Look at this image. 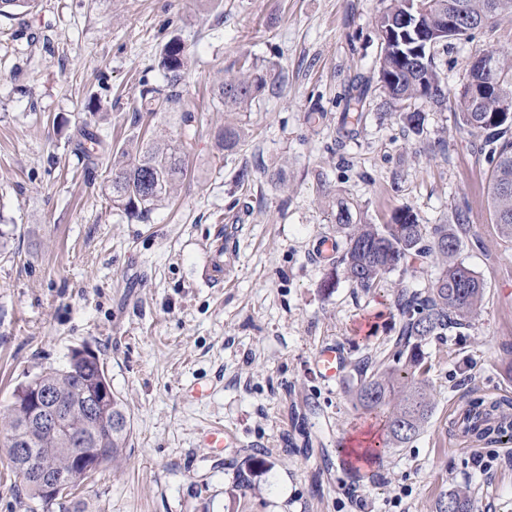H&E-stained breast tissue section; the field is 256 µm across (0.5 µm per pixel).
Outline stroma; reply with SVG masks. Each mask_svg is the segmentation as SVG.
<instances>
[{
    "mask_svg": "<svg viewBox=\"0 0 512 512\" xmlns=\"http://www.w3.org/2000/svg\"><path fill=\"white\" fill-rule=\"evenodd\" d=\"M386 0H35L0 16V406L73 349L98 355L130 435L80 495L81 512H437L468 489L480 512H512V446H483L475 467L452 425L471 398L512 397V248L486 195L478 136L449 107L420 101L423 134L396 118L378 79L377 19ZM512 32L439 50L450 92L472 51ZM193 55L176 112L140 111L164 86L155 57L170 36ZM254 65L277 84L225 111V76ZM360 118L343 120L355 99ZM243 129L219 151L224 125ZM110 152L85 157L80 130ZM182 143L188 173L147 219L113 209V149L133 137ZM249 180L239 183L241 169ZM408 206L421 223L470 210L461 259L485 283L469 326L428 339L433 412L403 448L370 469L339 448L372 418L353 404L365 357L390 354L398 290L427 288L434 258L363 291L326 287L336 213L384 224ZM340 346L327 383L313 360ZM207 389L189 398L194 387ZM220 426L232 447H208ZM0 449V512H36Z\"/></svg>",
    "mask_w": 512,
    "mask_h": 512,
    "instance_id": "obj_1",
    "label": "stroma"
}]
</instances>
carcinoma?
I'll return each instance as SVG.
<instances>
[{"label": "carcinoma", "mask_w": 512, "mask_h": 512, "mask_svg": "<svg viewBox=\"0 0 512 512\" xmlns=\"http://www.w3.org/2000/svg\"><path fill=\"white\" fill-rule=\"evenodd\" d=\"M462 11L473 21L469 41L483 30L494 31L501 16L512 14V0H388L377 20L382 29L390 21L405 14L420 21L422 26L440 25L441 15ZM453 37L441 38L432 47L429 73L420 76L408 52L393 47H381L378 77L390 104L399 111V118L409 130L423 132L424 117L412 109L418 100L437 106L446 103L453 108L457 127L482 139L490 169L487 175V199L500 238L512 244V122L496 121L497 107L512 106V54L491 49L499 59L498 92L475 107V101L463 94L449 97L448 88L437 71L435 55L448 46ZM192 65L189 48L177 36L171 37L160 49L157 67L166 79L167 91L146 88L142 91L140 110L171 112L181 107V85ZM267 86L266 76L258 70L243 76H230L218 87V100L227 112L245 108ZM242 131L226 127L218 131V147L235 151ZM118 160L112 164V208L128 218H143L155 207L168 200L177 183L186 176L185 162L178 145L153 142L145 147L130 140L116 150ZM336 231L344 234L346 247L332 268L327 286L343 277L355 287L369 291L378 286L386 275L431 255L442 262L439 276L423 291H399L393 305L401 316L394 351L376 363L365 366L360 385L354 393V404L379 417L387 438L383 445L372 449L380 456L393 448H402L416 437L432 414V401L425 375L428 367L421 346L431 336H440L450 327H466L469 318L484 302L485 286L476 272L458 258L461 239L471 231L469 209L457 207L449 224H422L409 207L396 210L387 224H352L349 214L342 211L336 217ZM107 378L103 366L96 363H67L61 369L42 372L20 385L13 402L0 413V434L24 426L22 438L38 459V470L22 474L29 496L39 502L42 512H80L74 500L79 486L69 487L63 495L45 489L43 481L67 469L68 446L39 422H27L28 408L18 403L21 395L33 388L53 391L66 398L76 396L80 381ZM511 407L509 399L488 402L472 400L454 421L465 437L493 442L512 432V419L503 407ZM68 427L71 433L88 441L89 448L112 449L111 459L119 456L129 435V419L123 403L112 396V407L105 415L95 418L79 406H71ZM469 492L452 489L440 500L437 512H473Z\"/></svg>", "instance_id": "1"}]
</instances>
